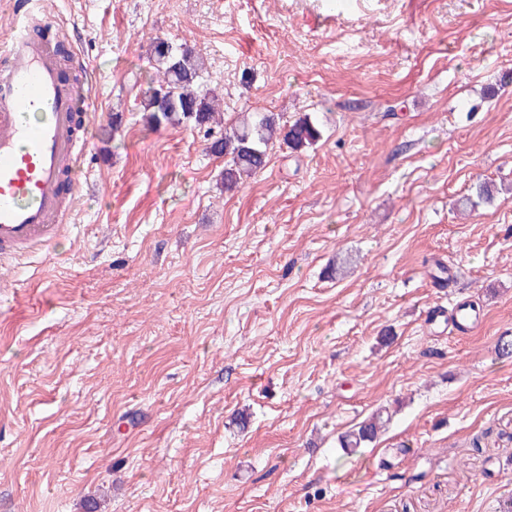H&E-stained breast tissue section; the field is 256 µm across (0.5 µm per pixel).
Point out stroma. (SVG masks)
<instances>
[{"instance_id": "obj_1", "label": "stroma", "mask_w": 512, "mask_h": 512, "mask_svg": "<svg viewBox=\"0 0 512 512\" xmlns=\"http://www.w3.org/2000/svg\"><path fill=\"white\" fill-rule=\"evenodd\" d=\"M51 2L92 121L67 230L0 269V512H499L512 0ZM157 38L225 123L322 139L225 190L202 130L142 118ZM480 314L471 310L469 307H463V303L459 304L455 312L448 318V328L451 327L450 333H465L471 331L481 323ZM383 426V412L378 411L359 426L341 436L340 447L345 453L352 454L359 448H363L366 443L374 440Z\"/></svg>"}]
</instances>
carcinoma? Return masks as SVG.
<instances>
[{"label":"carcinoma","instance_id":"obj_1","mask_svg":"<svg viewBox=\"0 0 512 512\" xmlns=\"http://www.w3.org/2000/svg\"><path fill=\"white\" fill-rule=\"evenodd\" d=\"M150 55L155 61V86L140 100L146 124L159 128L186 123L212 132L216 98L204 89L203 58L186 46L175 47L165 41L153 42ZM321 137L320 126L307 114L287 125L273 112H246L237 126L211 140L209 151L224 157V188L231 190L266 166L271 142L279 140L289 149L301 151ZM493 200L491 186L483 182L475 186V196L465 197L462 205L468 208ZM383 426V412L378 411L341 436L340 447L352 454L374 440Z\"/></svg>","mask_w":512,"mask_h":512}]
</instances>
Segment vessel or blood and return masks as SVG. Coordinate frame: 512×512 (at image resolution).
I'll return each instance as SVG.
<instances>
[{"label": "vessel or blood", "mask_w": 512, "mask_h": 512, "mask_svg": "<svg viewBox=\"0 0 512 512\" xmlns=\"http://www.w3.org/2000/svg\"><path fill=\"white\" fill-rule=\"evenodd\" d=\"M20 27L0 48V262L50 246L64 231V189L82 156L78 132L89 119L75 112L50 35L57 26L36 0H12ZM39 14L43 38L28 19ZM477 311L457 307L452 331L477 327Z\"/></svg>", "instance_id": "obj_1"}]
</instances>
